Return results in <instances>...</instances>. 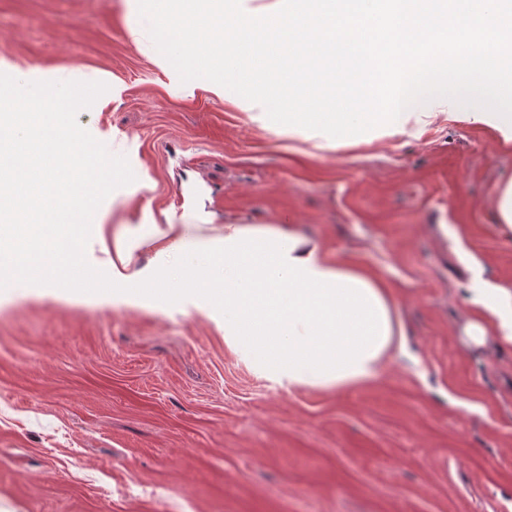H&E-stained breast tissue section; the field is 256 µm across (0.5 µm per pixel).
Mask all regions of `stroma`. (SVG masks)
Returning <instances> with one entry per match:
<instances>
[{"mask_svg":"<svg viewBox=\"0 0 512 512\" xmlns=\"http://www.w3.org/2000/svg\"><path fill=\"white\" fill-rule=\"evenodd\" d=\"M124 0H0V99L36 111L43 70L85 85L60 125L96 157L136 143L149 186L84 200L83 262L138 227L292 224L400 302L408 352L378 382L293 391L258 378L193 307L0 301V507L11 512H512V348L464 339L470 289L512 292L496 220L512 147L438 118L318 151L208 84L181 92L134 40Z\"/></svg>","mask_w":512,"mask_h":512,"instance_id":"stroma-1","label":"stroma"}]
</instances>
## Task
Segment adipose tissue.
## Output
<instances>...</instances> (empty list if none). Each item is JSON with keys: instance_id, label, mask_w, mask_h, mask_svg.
Masks as SVG:
<instances>
[{"instance_id": "ef3b65f1", "label": "adipose tissue", "mask_w": 512, "mask_h": 512, "mask_svg": "<svg viewBox=\"0 0 512 512\" xmlns=\"http://www.w3.org/2000/svg\"><path fill=\"white\" fill-rule=\"evenodd\" d=\"M53 73L35 77L36 113L0 126V191L13 199L0 212V299L17 289L47 290L101 305L194 306L224 333V344L255 375L288 389L340 392L378 381L407 348L392 288L358 262L335 258L321 243L282 224H228L195 237L186 224L147 223L113 241L111 273L82 264L86 224L80 199L110 182L134 185L148 175L128 158L104 176L92 157L75 163L79 143L58 126ZM66 169L68 180L55 178ZM158 246L159 263L132 269L143 247ZM467 337L497 336L512 345V293L474 289Z\"/></svg>"}]
</instances>
